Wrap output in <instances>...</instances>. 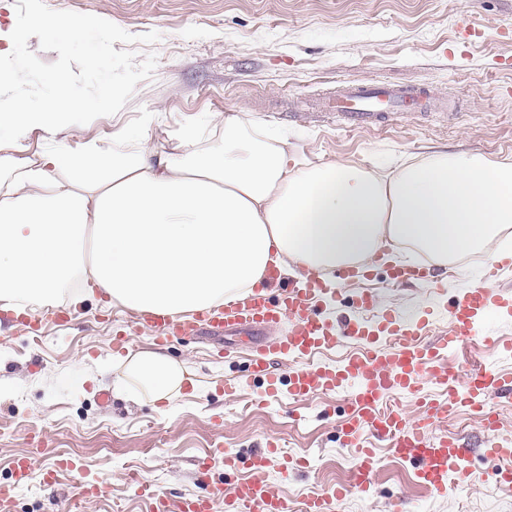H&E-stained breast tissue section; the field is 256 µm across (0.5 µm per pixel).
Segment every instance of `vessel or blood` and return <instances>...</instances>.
<instances>
[{
    "label": "vessel or blood",
    "instance_id": "b4317fda",
    "mask_svg": "<svg viewBox=\"0 0 512 512\" xmlns=\"http://www.w3.org/2000/svg\"><path fill=\"white\" fill-rule=\"evenodd\" d=\"M416 88L375 85L350 87L338 99L334 110L348 125L371 126L388 116L401 113L419 98ZM512 264V255L496 256L484 264L481 281L475 286H461L448 307L449 323L441 330L438 340L421 344L436 315L424 307L413 319L404 320L397 312L382 313L379 321L356 319L337 327L332 316L340 279H369V272L349 267L336 275H325L305 268L300 272L303 287L286 284L277 267H269L264 281L253 294L244 299L227 300L223 307L199 314L171 316L161 313L140 315L139 321L157 338L196 336L205 332L213 336H252L259 352L251 359L248 370L262 384L265 397H277L287 391L289 398L304 400L317 391L349 389V413L340 424L343 447L353 449L358 463L348 483L339 485L337 497L351 491H367L379 463L369 438L389 442V453L410 463L418 483L435 495L449 487L465 486L478 480L469 461V450L458 435L438 434L434 428L456 409H466L476 415L486 437L483 441L486 458L494 461L496 482L512 486V439L500 432L499 420L492 400L501 394L512 395V379L507 380L488 365L472 364L454 367L441 364L444 352L486 342L498 343L496 337H480L479 330L493 312H512V296L500 294L494 283L498 271ZM387 279L396 284L428 280L435 294L445 292L446 284L434 271L418 267H393ZM287 323L284 334L272 335L273 327ZM356 339L360 353L336 366H314L310 357L319 350L335 347L339 336ZM290 362L287 375L272 370L275 360ZM430 377L440 395L432 398L421 394L419 382ZM396 392L418 395L422 415L410 422L399 405H387L386 400ZM278 460L281 469L297 466L293 456L281 451L277 442H267L265 448L251 458L253 477L240 481L234 490L235 502L245 512H326L327 499L322 495L305 498L300 508H293L287 498L273 490L258 474L270 460ZM34 458L22 454L13 458L10 472L14 486L28 484L34 472ZM143 495L149 512H217L224 502L220 487L212 486L203 492L172 497L151 487Z\"/></svg>",
    "mask_w": 512,
    "mask_h": 512
}]
</instances>
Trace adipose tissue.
<instances>
[{
    "label": "adipose tissue",
    "mask_w": 512,
    "mask_h": 512,
    "mask_svg": "<svg viewBox=\"0 0 512 512\" xmlns=\"http://www.w3.org/2000/svg\"><path fill=\"white\" fill-rule=\"evenodd\" d=\"M0 72V307L38 309L100 290L141 312L209 311L250 295L268 266L331 273L385 247L447 267L489 254L512 229V158L435 152L381 175L346 161L300 165L278 130L225 117L224 144L194 123L175 151L151 142V116L110 149L72 150L86 107L62 80L26 90ZM60 137L30 154V133ZM119 389L155 400L189 369L167 355L117 357Z\"/></svg>",
    "instance_id": "ef3b65f1"
}]
</instances>
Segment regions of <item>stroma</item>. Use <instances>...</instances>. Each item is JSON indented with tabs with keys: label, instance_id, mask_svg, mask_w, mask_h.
Here are the masks:
<instances>
[{
	"label": "stroma",
	"instance_id": "1",
	"mask_svg": "<svg viewBox=\"0 0 512 512\" xmlns=\"http://www.w3.org/2000/svg\"><path fill=\"white\" fill-rule=\"evenodd\" d=\"M54 10L93 14L129 33L158 32L153 45L133 44L138 56L155 54L151 78L138 83L117 114L78 126L69 145L112 146V133L136 130L146 112L158 115L153 142L202 115H233L266 122L288 136L304 162L347 160L385 173L401 161L434 151L512 157V0H45ZM480 24L467 35L462 20ZM403 85L427 90L417 108L383 126L343 127L314 109V101L357 84ZM372 288L380 309L414 317L424 304L448 325V293L427 284H389L376 266ZM64 327L46 326L32 339L27 329L0 323V489L10 492L6 512H51V499L76 497L78 478L45 488L40 477L10 486V460L28 451L26 436L39 430L46 445L38 468L67 459L85 465L104 488L81 512H146L141 484L180 495L202 479L232 496L251 476L250 456L266 440L278 442L308 467L282 474L270 464L264 479L299 501L331 496L330 512H512V488L490 478L431 495L409 463L381 457L371 493L334 499L356 460L337 428L346 416L344 392L320 391L305 402L258 400L260 383L248 371L246 336H173L156 341L134 329L135 312L107 298L84 299ZM131 325L128 345L112 331ZM144 351L167 354L203 382L183 384L171 400L115 393V357ZM109 394L101 405L100 394ZM237 469L224 467V451ZM210 457L207 476L200 458Z\"/></svg>",
	"mask_w": 512,
	"mask_h": 512
}]
</instances>
